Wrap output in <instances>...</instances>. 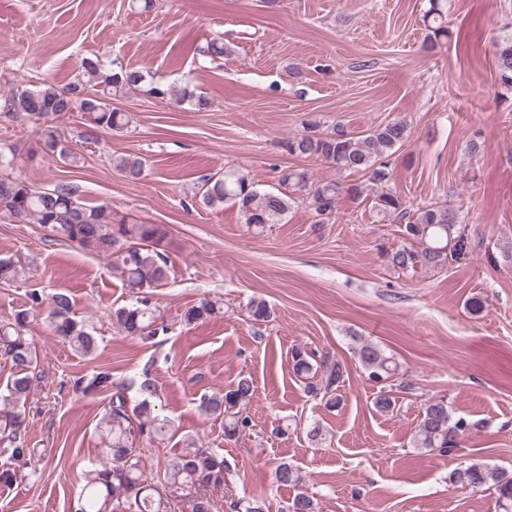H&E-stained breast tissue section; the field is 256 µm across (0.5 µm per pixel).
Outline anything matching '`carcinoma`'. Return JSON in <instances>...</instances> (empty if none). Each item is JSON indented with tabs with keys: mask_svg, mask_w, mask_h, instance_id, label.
<instances>
[{
	"mask_svg": "<svg viewBox=\"0 0 512 512\" xmlns=\"http://www.w3.org/2000/svg\"><path fill=\"white\" fill-rule=\"evenodd\" d=\"M426 17L430 44L448 36V26L439 4L431 5ZM229 49L224 39L216 36L198 47V54L211 59L222 58ZM498 80L512 89V36L499 44L496 53ZM146 81L140 70L112 62L106 69L97 58L81 59L74 81L65 85L43 82L32 88L16 90L9 99V109L41 124L40 149L74 166L80 157L65 144L63 133L49 120L51 116L73 112L86 117L83 141L95 143L102 132L122 133L134 123L131 113L112 105V97ZM315 117L305 120L302 133L282 141L290 156L317 157L340 172H363L371 185L377 187L372 210L380 224H396L401 237L399 245L385 250V257L403 271L431 269L458 263L467 258L471 242L459 210L452 204L431 202L412 210L397 191L388 187L391 177L390 157L407 142L408 127L403 120H393L362 134L337 123L325 132ZM112 166L127 178L137 180L145 161L138 156H115ZM277 191H260L249 174L228 168L221 174L208 175L199 182L194 196L208 208L231 202L241 212L244 223L256 229L280 223L292 205L300 200L318 216H328L336 209L338 198L346 194L353 199L364 196L361 184H343L336 180L314 183L306 169L280 171ZM0 212L18 220L38 224L51 240L68 241L95 251L109 259L112 270L119 275L130 293L129 302L112 311V319L127 336L151 341L166 333L165 323L158 322L153 301L154 289L167 284L171 275L168 255L160 248L166 235L159 224H143L125 219L112 224V213L104 206H90L81 201L77 189L60 183L50 190H39L19 177L0 175ZM22 267L11 258H0V283L18 279ZM31 306L17 310L13 318L0 324V359L10 365V376L0 390V446L7 448L11 458L27 456L28 436L25 404L38 372L36 347L26 336V326L34 312L42 308L39 294L29 296ZM48 318L53 333L69 343L73 350L93 355L98 348L97 337L86 324L77 319L71 298L57 292L48 303ZM256 322H266L271 309L263 299L248 304ZM219 312L217 302L204 299L186 308L181 320L192 325ZM359 363L369 380L382 384L374 397V408L382 413L394 412L396 398L393 387L410 391V382L398 375L394 359L377 345L364 343L357 351ZM293 372L305 379V391L312 399L332 407L337 391L344 386L347 368L330 352L309 351L301 344L291 350ZM74 389L82 393H105L108 402L100 422V436L105 445L103 461L83 473V486L71 512H174L173 502L182 500L190 512H213L211 492L224 486L228 470L224 456L194 443L186 445L175 461L151 473L146 470L142 442L159 443L169 435L170 422L152 414L151 400L157 388L144 371L139 383V399L133 400L125 388H114L112 374L95 371L76 378ZM252 382L241 378L221 396H202L201 411L224 416V435L234 438L250 427L251 419L243 413L253 398ZM476 423L464 417L455 418L445 399L425 404L413 443L418 448H432L448 453L460 446L462 439ZM274 477L281 485L299 482L296 469L283 462L276 466ZM455 483L471 487L488 485L498 500L512 504V473L484 462H473L450 475ZM285 512H315L313 497L297 493L287 503Z\"/></svg>",
	"mask_w": 512,
	"mask_h": 512,
	"instance_id": "1",
	"label": "carcinoma"
}]
</instances>
